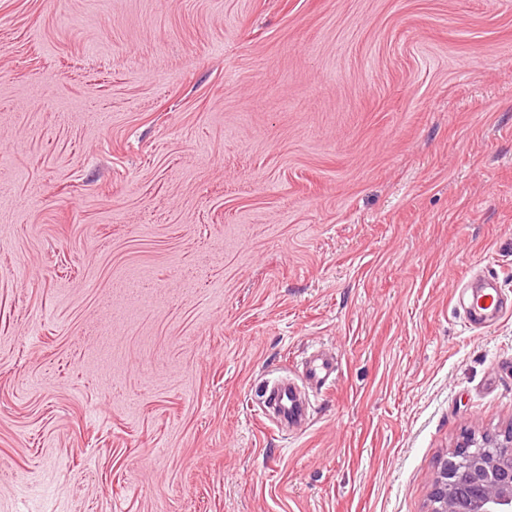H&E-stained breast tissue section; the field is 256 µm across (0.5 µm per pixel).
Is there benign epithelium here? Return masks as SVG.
<instances>
[{
	"label": "benign epithelium",
	"mask_w": 512,
	"mask_h": 512,
	"mask_svg": "<svg viewBox=\"0 0 512 512\" xmlns=\"http://www.w3.org/2000/svg\"><path fill=\"white\" fill-rule=\"evenodd\" d=\"M484 447L498 453L473 452ZM429 512H512V431L465 437L432 479Z\"/></svg>",
	"instance_id": "obj_1"
}]
</instances>
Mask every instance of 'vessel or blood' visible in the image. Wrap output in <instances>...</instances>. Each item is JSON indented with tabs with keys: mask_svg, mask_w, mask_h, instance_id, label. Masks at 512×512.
Instances as JSON below:
<instances>
[{
	"mask_svg": "<svg viewBox=\"0 0 512 512\" xmlns=\"http://www.w3.org/2000/svg\"><path fill=\"white\" fill-rule=\"evenodd\" d=\"M455 300L465 327L474 333L489 329L512 315V299L493 276L476 275L467 279L456 293ZM338 372L335 358L320 351L311 353L302 369L307 384L315 387L335 379ZM268 402L288 432L306 430L309 403L294 382L274 381L269 389Z\"/></svg>",
	"mask_w": 512,
	"mask_h": 512,
	"instance_id": "vessel-or-blood-1",
	"label": "vessel or blood"
}]
</instances>
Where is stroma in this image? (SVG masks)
I'll use <instances>...</instances> for the list:
<instances>
[{"label": "stroma", "instance_id": "1", "mask_svg": "<svg viewBox=\"0 0 512 512\" xmlns=\"http://www.w3.org/2000/svg\"><path fill=\"white\" fill-rule=\"evenodd\" d=\"M473 271L512 290V0H0V512H427L512 428ZM455 300L465 327L473 333L491 328L512 313V299L494 276L476 275L467 279L455 294ZM338 372L339 365L336 358L321 351L311 353L303 363L302 374L310 387L321 388L328 381L336 379ZM268 403L288 433L303 432L308 427V400L290 379L288 382L277 380L272 383Z\"/></svg>", "mask_w": 512, "mask_h": 512}]
</instances>
